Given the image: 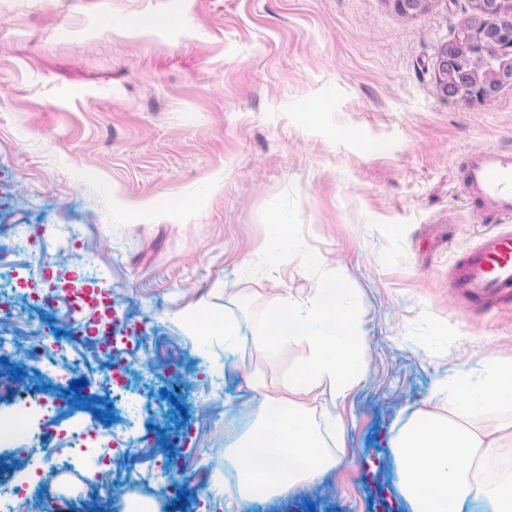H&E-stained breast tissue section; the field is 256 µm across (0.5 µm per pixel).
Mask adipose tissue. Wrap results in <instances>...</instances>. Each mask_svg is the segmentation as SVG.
<instances>
[{
	"label": "adipose tissue",
	"instance_id": "adipose-tissue-1",
	"mask_svg": "<svg viewBox=\"0 0 512 512\" xmlns=\"http://www.w3.org/2000/svg\"><path fill=\"white\" fill-rule=\"evenodd\" d=\"M444 414L416 415L393 441L400 490L413 512H464L479 503L489 512H512V469H501L512 428V358H490L478 381L458 374L440 383ZM501 410L489 424L473 420L476 409ZM227 459L246 458L240 476L245 497L298 494L340 466V452L325 446L320 428L293 398L265 405Z\"/></svg>",
	"mask_w": 512,
	"mask_h": 512
}]
</instances>
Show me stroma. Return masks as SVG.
<instances>
[{
	"label": "stroma",
	"instance_id": "obj_1",
	"mask_svg": "<svg viewBox=\"0 0 512 512\" xmlns=\"http://www.w3.org/2000/svg\"><path fill=\"white\" fill-rule=\"evenodd\" d=\"M469 0L399 16L387 0H0V286L26 256L20 224L76 226L118 319L142 325L132 380L137 449L115 478L126 512H177L153 461L221 512H412L392 441L414 413H441L435 388L512 356V299L473 310L452 265L497 230L461 195L466 153L512 148V88L489 103L441 98L438 48ZM294 190L304 240L361 304L367 369L344 397L329 382L300 400L341 419L344 463L295 498L226 504L224 439L244 405L287 396L309 354L260 349L241 305L308 307L299 258L261 271L264 206ZM202 310L233 320L193 337ZM265 387H249L251 374ZM179 381L177 402L162 398Z\"/></svg>",
	"mask_w": 512,
	"mask_h": 512
}]
</instances>
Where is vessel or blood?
<instances>
[{
  "label": "vessel or blood",
  "instance_id": "obj_1",
  "mask_svg": "<svg viewBox=\"0 0 512 512\" xmlns=\"http://www.w3.org/2000/svg\"><path fill=\"white\" fill-rule=\"evenodd\" d=\"M463 192L495 214L512 219V151L485 149L465 160ZM449 286L476 305L512 296V229L486 235L448 273Z\"/></svg>",
  "mask_w": 512,
  "mask_h": 512
}]
</instances>
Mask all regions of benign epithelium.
Segmentation results:
<instances>
[{
    "mask_svg": "<svg viewBox=\"0 0 512 512\" xmlns=\"http://www.w3.org/2000/svg\"><path fill=\"white\" fill-rule=\"evenodd\" d=\"M395 12L415 17L429 0H387ZM512 0H473L472 13L461 28L470 34L456 36L440 46L436 55L435 87L446 99L491 102L512 87ZM468 58L469 69L459 67Z\"/></svg>",
    "mask_w": 512,
    "mask_h": 512,
    "instance_id": "obj_1",
    "label": "benign epithelium"
}]
</instances>
